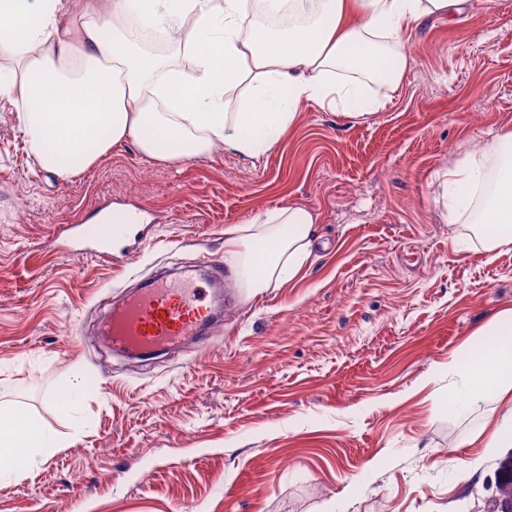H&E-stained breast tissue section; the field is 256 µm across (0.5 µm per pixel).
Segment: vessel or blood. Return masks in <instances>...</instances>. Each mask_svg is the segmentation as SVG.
<instances>
[{
    "label": "vessel or blood",
    "mask_w": 512,
    "mask_h": 512,
    "mask_svg": "<svg viewBox=\"0 0 512 512\" xmlns=\"http://www.w3.org/2000/svg\"><path fill=\"white\" fill-rule=\"evenodd\" d=\"M198 279H154L114 308L102 334L113 345L164 349L196 335L209 315Z\"/></svg>",
    "instance_id": "obj_1"
}]
</instances>
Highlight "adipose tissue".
I'll return each mask as SVG.
<instances>
[{
  "instance_id": "adipose-tissue-1",
  "label": "adipose tissue",
  "mask_w": 512,
  "mask_h": 512,
  "mask_svg": "<svg viewBox=\"0 0 512 512\" xmlns=\"http://www.w3.org/2000/svg\"><path fill=\"white\" fill-rule=\"evenodd\" d=\"M260 0H0V53L15 68L0 98L38 163L67 178L113 148L133 143L159 161L197 158L217 145L256 160L280 148L303 105L358 121L390 100L408 65L410 33L432 16L455 17L472 0H261L268 12H307L285 30L257 17ZM135 18L166 33L181 59L142 50L123 29ZM452 224L472 210L484 250L512 244V132L486 141L445 175ZM316 215L288 205L224 229V263L258 294L306 266ZM512 341L473 356L448 404L512 398ZM60 439L22 423L0 402V461L36 459Z\"/></svg>"
}]
</instances>
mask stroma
<instances>
[{
    "label": "stroma",
    "instance_id": "stroma-1",
    "mask_svg": "<svg viewBox=\"0 0 512 512\" xmlns=\"http://www.w3.org/2000/svg\"><path fill=\"white\" fill-rule=\"evenodd\" d=\"M407 52L374 118L304 105L256 163L128 143L63 179L0 99V394L65 442L0 477V512H486L470 489L499 460L471 436L505 406L442 402L512 308V245L461 256L436 189L512 131V0L427 20ZM286 205L319 216L293 282H225L205 341L145 361L100 336L142 280L223 259L226 225ZM117 209L143 221L106 263L81 229Z\"/></svg>",
    "mask_w": 512,
    "mask_h": 512
}]
</instances>
